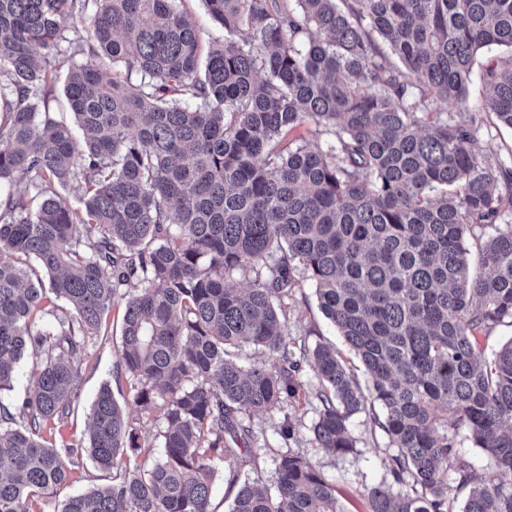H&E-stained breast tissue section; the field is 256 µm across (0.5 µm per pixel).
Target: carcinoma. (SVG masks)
<instances>
[{"instance_id":"cac0c4a2","label":"carcinoma","mask_w":512,"mask_h":512,"mask_svg":"<svg viewBox=\"0 0 512 512\" xmlns=\"http://www.w3.org/2000/svg\"><path fill=\"white\" fill-rule=\"evenodd\" d=\"M184 2L0 0V392L42 354L32 394L0 403V512L69 480L44 432L68 422L77 359L119 302L129 398L100 388L86 445L112 482L56 512H211L219 461L228 512H342L288 447L273 488L241 480L268 452L243 421L300 398L297 355L319 447L355 451L350 419L383 410L392 482L366 488L369 512H512V339L478 348L512 324V147L491 156L480 133L512 128V0H202L224 30L206 51ZM58 87L73 127L38 108ZM305 123L327 149L287 138ZM303 274L365 386L328 345L289 349L282 299ZM241 343L279 363H237ZM131 407L160 414L158 444ZM460 429L489 460L479 478ZM453 483L473 485L459 506ZM131 427L140 436V441L151 442L161 427V420L145 413H140L134 408L129 410Z\"/></svg>"}]
</instances>
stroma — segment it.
I'll return each mask as SVG.
<instances>
[{"label": "stroma", "instance_id": "obj_1", "mask_svg": "<svg viewBox=\"0 0 512 512\" xmlns=\"http://www.w3.org/2000/svg\"><path fill=\"white\" fill-rule=\"evenodd\" d=\"M288 315L289 342L302 343L312 348L327 343L343 353L347 367L355 376H362L361 363L349 353L335 326L321 312L310 280H300L285 301ZM121 308H112L104 317L101 333L90 341L81 354L79 363V397L69 424L57 432V448L73 447L74 465L68 484L56 497H43L34 502V512H55L59 499L80 493L89 487L105 483L106 478L88 457L84 444L88 413L103 384L115 383L120 362ZM316 400L300 398L284 408L253 416L248 424L256 434L265 437L269 453L261 456L259 466L250 471L252 479L271 484L275 477L274 452L283 447L292 448L308 458L336 490V497L343 512H367L363 492L365 486L380 482L387 474L383 461L388 454L389 438L374 419L372 412L356 414L351 419V432L356 449L349 454L332 455L319 448L311 427L316 419ZM290 419L296 428L293 440L282 441L279 428L283 419Z\"/></svg>", "mask_w": 512, "mask_h": 512}]
</instances>
